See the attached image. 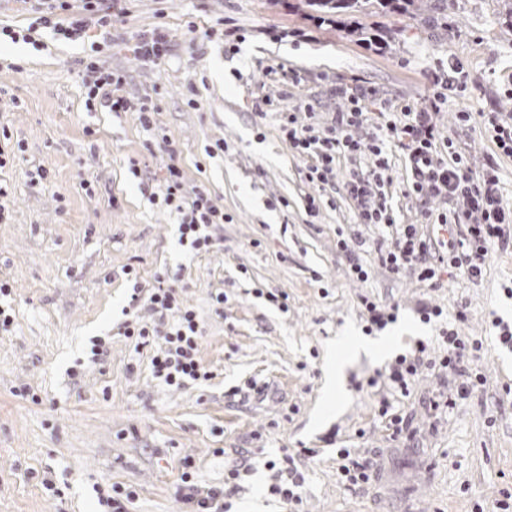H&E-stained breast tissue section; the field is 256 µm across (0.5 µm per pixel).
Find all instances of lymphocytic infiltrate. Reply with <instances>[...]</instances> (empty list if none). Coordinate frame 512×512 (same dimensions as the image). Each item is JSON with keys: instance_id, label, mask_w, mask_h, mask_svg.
I'll list each match as a JSON object with an SVG mask.
<instances>
[{"instance_id": "obj_1", "label": "lymphocytic infiltrate", "mask_w": 512, "mask_h": 512, "mask_svg": "<svg viewBox=\"0 0 512 512\" xmlns=\"http://www.w3.org/2000/svg\"><path fill=\"white\" fill-rule=\"evenodd\" d=\"M122 0H82V13L70 22L58 19L55 8H48L37 22L51 29L58 38L75 41L83 38L89 22L109 24L122 14ZM84 83L88 98L105 94L106 105L113 112H133L144 130L156 123L154 105L134 103L120 93L122 75L99 68L96 62L85 66ZM468 76L455 58L437 62L431 94L398 112L371 116L367 101L374 90L358 85L340 88L343 104L329 122L299 123L296 113L280 115V130L292 152L308 159L307 180L317 188H325L336 179V163L346 158L354 161L343 183V189L354 205L357 223L383 226L393 231L391 247L380 252L381 263L389 272L409 271L420 282L438 286L442 276L458 272L473 282L481 281L490 251L512 246V205L504 200L494 160L475 168L470 157L449 137L441 136L435 116L445 104L448 90L465 92ZM459 125L477 130L495 144L499 154L512 157V113L465 110L456 114ZM371 134H364L365 126ZM396 147L405 155V195L415 197L420 206L421 223L400 224L394 216L388 189L390 175L389 148ZM162 201L181 216V240L192 249L209 250L215 233L224 224L223 211L212 205L205 189L185 188L180 169L167 168L160 189ZM450 224L465 226L460 238L435 239L424 228ZM131 305L147 304L160 315H173L175 322L164 336V343L152 359V370L164 384L182 387L202 384L212 377L198 358L202 329L195 312L180 301L173 288L157 284L148 293L133 292ZM484 342L478 336H466L456 325L442 329L436 345L416 341L414 347L396 355L392 364L366 381L379 389L378 415L386 424L390 440H411L414 432L408 416L394 406L396 396H409L416 379L426 371H442L452 377L450 392L432 397L431 410L453 407L457 400L481 392L486 382L479 361ZM337 472L341 481L352 488L372 485L377 472L365 451L342 448L337 452ZM181 499L191 512H227L223 488H202L190 470H183Z\"/></svg>"}]
</instances>
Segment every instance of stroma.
<instances>
[{"label":"stroma","instance_id":"35a3bbf8","mask_svg":"<svg viewBox=\"0 0 512 512\" xmlns=\"http://www.w3.org/2000/svg\"><path fill=\"white\" fill-rule=\"evenodd\" d=\"M111 25L90 26L84 41L42 30L40 48L0 41V169L11 193L0 223V276L13 285L14 324L0 333V512H101L98 495L119 484L134 490L128 512H183L184 460L199 486H223L242 456L254 469L230 496L233 512H281L267 493V460L291 457L305 478L302 512H473L490 509L512 488V347L498 342L490 314L512 321V248L492 250L483 280L456 275L433 290L410 273L395 275L377 243L392 232L356 223L343 187L306 179L278 113L311 104L319 121L338 107L336 88L357 80L375 89L371 112H396L423 99L439 59L458 58L466 92H449L437 116L475 166L494 146L460 129L455 114L512 113V0H424L414 14L364 17L388 31L378 45L351 25L329 23L304 0H125ZM225 20L243 41L237 52L204 39ZM195 24L197 33L187 31ZM164 26L169 55L142 60L137 35ZM99 53H91V43ZM95 58L125 77L123 93L151 101L157 127L134 113L86 108L85 64ZM269 100L268 115L253 106ZM225 144L211 158L208 146ZM494 157V156H493ZM183 181L205 184L223 209L220 240L210 250L180 245L178 219L154 200L169 164ZM44 180H37V170ZM321 194L316 216L307 195ZM355 245L367 281L349 274L338 236ZM134 275H127V268ZM163 278L195 310L202 327L198 357L213 377L181 389L152 375L155 346L134 349L122 334L134 285ZM288 295L287 310L269 294ZM224 296L216 314L213 298ZM399 307L382 331L387 348L347 367L342 406L329 402V349L362 333V297ZM429 300L460 328L486 339L483 392L444 414L427 397L445 391L429 372L399 406L414 442L387 437L369 376L418 339L435 334L418 304ZM111 344L97 362L74 368L91 338ZM32 396H16L18 388ZM495 426H488V416ZM339 440L374 452L377 485L350 490L336 475ZM52 480L46 491L42 479Z\"/></svg>","mask_w":512,"mask_h":512}]
</instances>
